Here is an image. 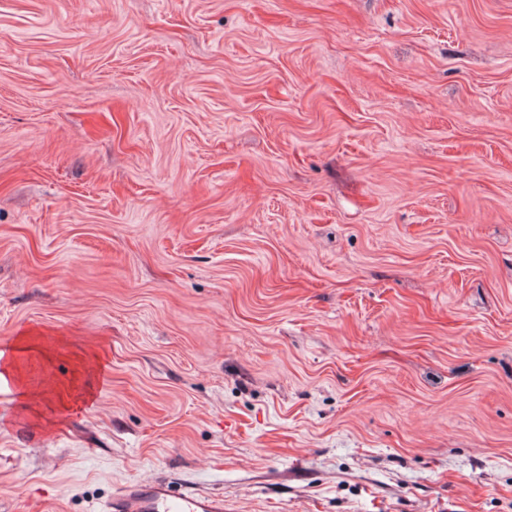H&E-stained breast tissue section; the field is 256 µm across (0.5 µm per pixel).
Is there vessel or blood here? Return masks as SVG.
Segmentation results:
<instances>
[{"label": "vessel or blood", "instance_id": "obj_1", "mask_svg": "<svg viewBox=\"0 0 512 512\" xmlns=\"http://www.w3.org/2000/svg\"><path fill=\"white\" fill-rule=\"evenodd\" d=\"M106 512H224L223 497L181 492L161 478L128 483L105 502Z\"/></svg>", "mask_w": 512, "mask_h": 512}]
</instances>
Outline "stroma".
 <instances>
[{
    "label": "stroma",
    "mask_w": 512,
    "mask_h": 512,
    "mask_svg": "<svg viewBox=\"0 0 512 512\" xmlns=\"http://www.w3.org/2000/svg\"><path fill=\"white\" fill-rule=\"evenodd\" d=\"M0 512H512V0H0ZM106 512H224L222 496L179 492L167 479L128 483L105 502Z\"/></svg>",
    "instance_id": "stroma-1"
}]
</instances>
